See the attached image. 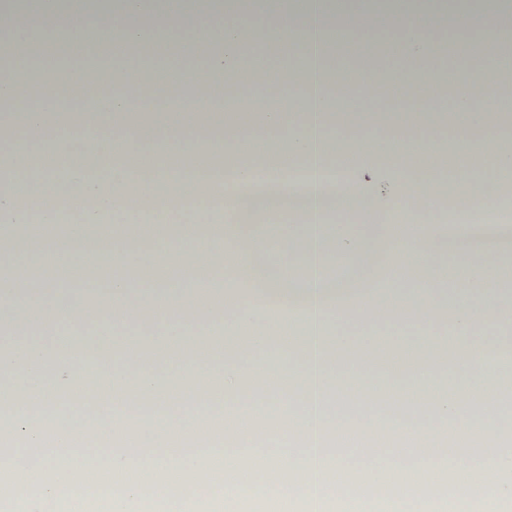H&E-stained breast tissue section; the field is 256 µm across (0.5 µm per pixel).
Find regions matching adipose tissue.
<instances>
[{
  "label": "adipose tissue",
  "instance_id": "1",
  "mask_svg": "<svg viewBox=\"0 0 512 512\" xmlns=\"http://www.w3.org/2000/svg\"><path fill=\"white\" fill-rule=\"evenodd\" d=\"M0 0V321L14 329L39 314L25 347L0 345V383L16 395L0 417V512H497L512 505V383L490 329L512 325V226L393 223L402 201L429 206L455 192L461 203L498 197L483 163L512 170V141L490 140L512 124L499 95L512 71V0ZM488 51L471 56L455 84L451 114L338 111L357 87L377 84L381 60L401 73L439 72L438 55L469 51L468 32ZM41 39L38 67L14 48ZM267 44L255 58L253 40ZM261 67L294 103L245 109ZM32 73L28 83L19 74ZM90 91L99 109L51 119L37 97ZM190 96L193 108L167 111ZM225 108L212 110L215 101ZM136 101L147 112L132 111ZM397 173L391 190L363 200L347 160L366 129ZM164 144L148 169L129 157ZM51 147V164L28 180L32 157ZM452 148L450 168L429 170L419 152ZM305 173L289 181L288 169ZM267 191L255 192L256 176ZM194 185L219 198L227 224H136V205L179 197ZM369 209L365 234L320 224L330 209ZM301 214L288 227L297 249L270 251L248 223L251 210ZM39 220L32 241L28 227ZM345 253L342 270L329 260ZM419 258L422 284L375 289L380 268ZM76 269L81 286L34 276L36 262ZM205 266L190 276L191 263ZM232 273L238 285L213 289ZM94 304L112 334V362L82 386L83 353L50 340ZM166 325L162 362L142 364L145 345L128 336L138 310ZM303 324L305 356L273 350L274 333ZM219 324L237 340L233 355L207 366L191 357L186 325ZM447 325L464 342L470 372L443 344L396 368L381 363L377 323ZM288 368L296 385L271 386ZM47 389L40 409L25 399L31 377ZM169 393L152 412L133 411L131 393ZM262 422L233 436L225 419ZM392 412L396 437L376 445L377 410ZM212 423L197 429L199 416ZM459 423L458 433L434 428ZM463 474L466 486L447 480Z\"/></svg>",
  "mask_w": 512,
  "mask_h": 512
}]
</instances>
